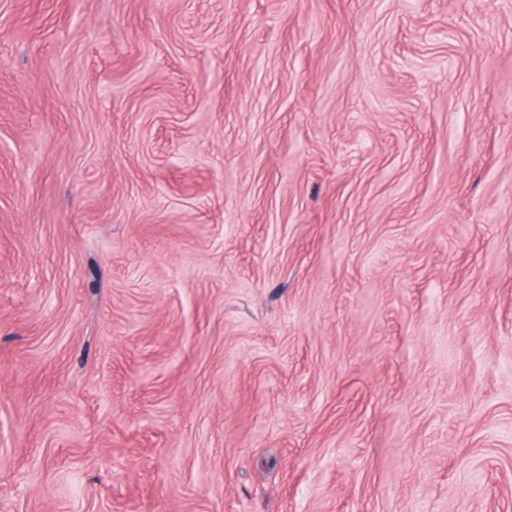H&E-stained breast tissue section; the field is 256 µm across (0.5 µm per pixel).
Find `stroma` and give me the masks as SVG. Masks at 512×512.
<instances>
[{"instance_id":"35a3bbf8","label":"stroma","mask_w":512,"mask_h":512,"mask_svg":"<svg viewBox=\"0 0 512 512\" xmlns=\"http://www.w3.org/2000/svg\"><path fill=\"white\" fill-rule=\"evenodd\" d=\"M0 512H512V0H0Z\"/></svg>"}]
</instances>
